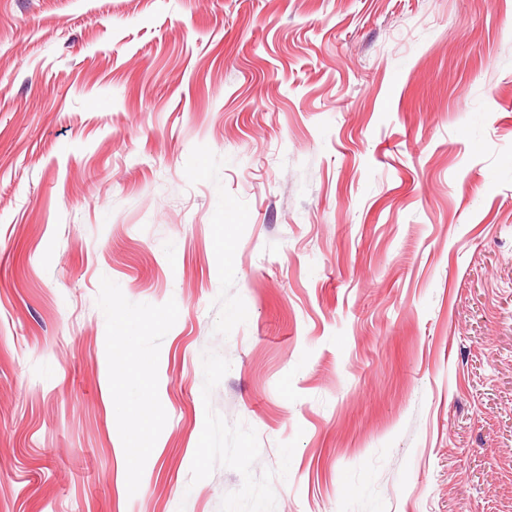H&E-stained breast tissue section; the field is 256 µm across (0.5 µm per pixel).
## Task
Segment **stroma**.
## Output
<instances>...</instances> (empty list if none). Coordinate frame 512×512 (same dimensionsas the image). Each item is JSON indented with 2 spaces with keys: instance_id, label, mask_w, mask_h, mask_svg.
<instances>
[{
  "instance_id": "stroma-1",
  "label": "stroma",
  "mask_w": 512,
  "mask_h": 512,
  "mask_svg": "<svg viewBox=\"0 0 512 512\" xmlns=\"http://www.w3.org/2000/svg\"><path fill=\"white\" fill-rule=\"evenodd\" d=\"M0 512H512V0H0Z\"/></svg>"
}]
</instances>
